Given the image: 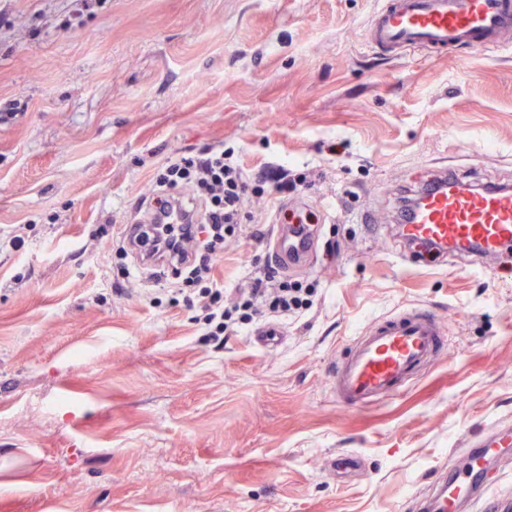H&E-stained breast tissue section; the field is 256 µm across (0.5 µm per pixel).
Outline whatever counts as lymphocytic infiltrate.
Here are the masks:
<instances>
[{
    "label": "lymphocytic infiltrate",
    "mask_w": 512,
    "mask_h": 512,
    "mask_svg": "<svg viewBox=\"0 0 512 512\" xmlns=\"http://www.w3.org/2000/svg\"><path fill=\"white\" fill-rule=\"evenodd\" d=\"M306 183V175L290 174L275 163L246 171L233 149L220 143L169 156L156 167L141 222L153 228L154 253L171 259L172 303L193 311L194 322L215 348H223L231 325L265 316L297 318L312 307L314 285L288 280L271 261L256 265L229 292L214 275L229 242L245 233L256 239L266 233L265 225L250 223L248 203L288 196ZM172 205L189 214V223L154 224L156 211Z\"/></svg>",
    "instance_id": "f902f5d3"
}]
</instances>
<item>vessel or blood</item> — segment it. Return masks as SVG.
Masks as SVG:
<instances>
[{
  "label": "vessel or blood",
  "mask_w": 512,
  "mask_h": 512,
  "mask_svg": "<svg viewBox=\"0 0 512 512\" xmlns=\"http://www.w3.org/2000/svg\"><path fill=\"white\" fill-rule=\"evenodd\" d=\"M367 40L384 52L422 50L434 55L467 43L476 50L512 43V0H382L367 29ZM420 201L402 228L412 246L408 263L421 260L430 245L449 247L457 256L483 260L512 245V189L485 185L472 189L450 171L424 185ZM308 233L276 228L272 254L284 268H295V254L311 255ZM446 348L441 321L428 308L401 311L372 322L351 339L347 354L331 372L339 403L364 408L400 394ZM490 483L488 470L473 463L460 474H443L410 501V512H460L473 507Z\"/></svg>",
  "instance_id": "1"
}]
</instances>
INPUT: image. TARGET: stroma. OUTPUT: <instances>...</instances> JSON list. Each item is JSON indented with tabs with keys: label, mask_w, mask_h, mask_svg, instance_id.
<instances>
[{
	"label": "stroma",
	"mask_w": 512,
	"mask_h": 512,
	"mask_svg": "<svg viewBox=\"0 0 512 512\" xmlns=\"http://www.w3.org/2000/svg\"><path fill=\"white\" fill-rule=\"evenodd\" d=\"M379 0H0V512H403L468 439L512 425V271L403 263L398 198L440 167L512 184V47L372 49ZM309 175L304 317L215 349L165 275L110 238L155 165L207 144ZM269 254L217 261L234 288ZM425 306L448 351L396 398L351 410L330 367L374 320Z\"/></svg>",
	"instance_id": "35a3bbf8"
}]
</instances>
